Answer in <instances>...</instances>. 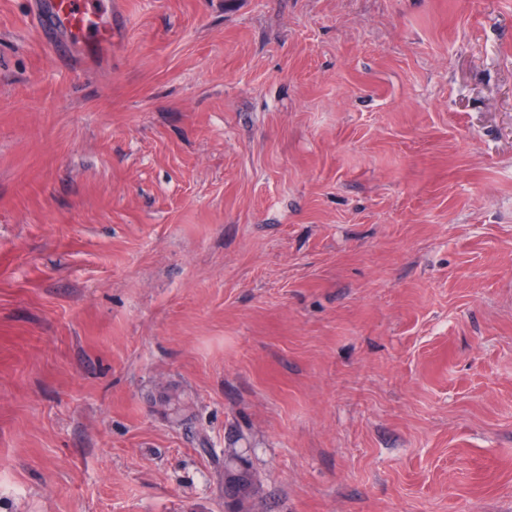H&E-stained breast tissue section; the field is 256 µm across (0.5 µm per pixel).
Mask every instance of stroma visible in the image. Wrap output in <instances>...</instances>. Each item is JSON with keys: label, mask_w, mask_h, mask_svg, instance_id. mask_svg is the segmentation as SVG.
Returning <instances> with one entry per match:
<instances>
[{"label": "stroma", "mask_w": 512, "mask_h": 512, "mask_svg": "<svg viewBox=\"0 0 512 512\" xmlns=\"http://www.w3.org/2000/svg\"><path fill=\"white\" fill-rule=\"evenodd\" d=\"M111 2L0 0V512H512V0ZM34 11L35 21L43 41L50 47L57 59L61 56V46L55 40L60 30H65L71 38L82 40L94 47L108 33V28L99 22L101 13L97 5L105 4L98 0H48ZM257 479L255 475L246 470L239 478V483L235 487V494L230 501L225 502V507L229 512H247L249 511V502L255 494Z\"/></svg>", "instance_id": "obj_1"}]
</instances>
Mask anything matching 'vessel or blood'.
Returning a JSON list of instances; mask_svg holds the SVG:
<instances>
[{
	"label": "vessel or blood",
	"instance_id": "vessel-or-blood-1",
	"mask_svg": "<svg viewBox=\"0 0 512 512\" xmlns=\"http://www.w3.org/2000/svg\"><path fill=\"white\" fill-rule=\"evenodd\" d=\"M98 0H46L35 13V21L43 41L53 54H60L56 40L59 32H67L71 38L96 46L108 29L100 23Z\"/></svg>",
	"mask_w": 512,
	"mask_h": 512
}]
</instances>
